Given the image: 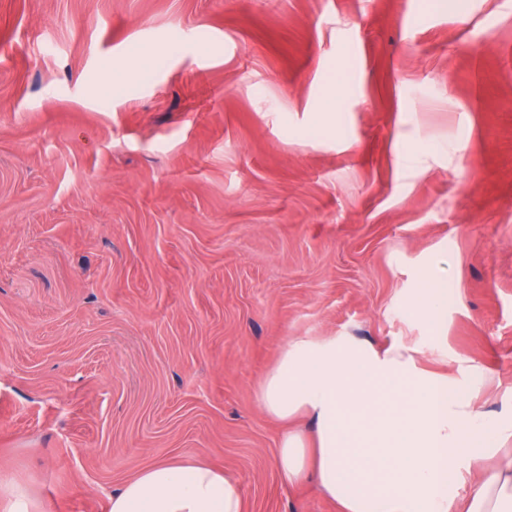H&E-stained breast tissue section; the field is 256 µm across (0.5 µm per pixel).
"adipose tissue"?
<instances>
[{
    "mask_svg": "<svg viewBox=\"0 0 512 512\" xmlns=\"http://www.w3.org/2000/svg\"><path fill=\"white\" fill-rule=\"evenodd\" d=\"M447 290L429 272L412 307L437 330ZM484 373L438 374L401 342L287 340L260 384L282 422L277 465L291 485L314 477L337 512H512V411L485 422ZM109 512H244L239 485L204 462H160L112 495Z\"/></svg>",
    "mask_w": 512,
    "mask_h": 512,
    "instance_id": "1",
    "label": "adipose tissue"
}]
</instances>
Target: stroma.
Masks as SVG:
<instances>
[{
	"mask_svg": "<svg viewBox=\"0 0 512 512\" xmlns=\"http://www.w3.org/2000/svg\"><path fill=\"white\" fill-rule=\"evenodd\" d=\"M343 333L512 408V0H0V473L108 512L200 459L336 512L257 391ZM447 297V289L431 273L424 271L419 277V288L414 289L412 307L418 317L424 319L431 331L438 329L441 304Z\"/></svg>",
	"mask_w": 512,
	"mask_h": 512,
	"instance_id": "35a3bbf8",
	"label": "stroma"
}]
</instances>
